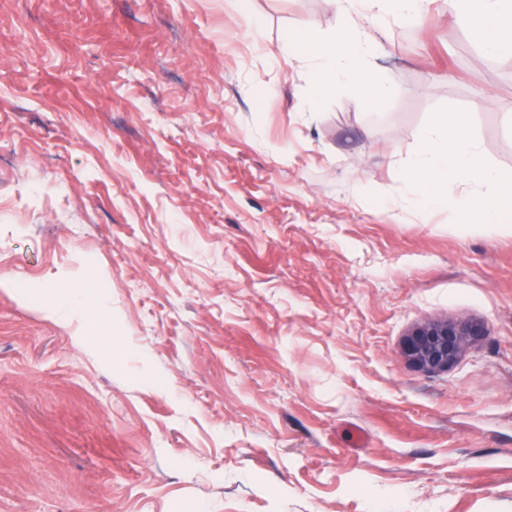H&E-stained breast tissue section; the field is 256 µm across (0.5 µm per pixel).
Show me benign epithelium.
<instances>
[{
    "label": "benign epithelium",
    "mask_w": 512,
    "mask_h": 512,
    "mask_svg": "<svg viewBox=\"0 0 512 512\" xmlns=\"http://www.w3.org/2000/svg\"><path fill=\"white\" fill-rule=\"evenodd\" d=\"M486 334L484 325L469 319L428 321L406 335L402 354L406 362L419 371H446L470 344Z\"/></svg>",
    "instance_id": "1"
}]
</instances>
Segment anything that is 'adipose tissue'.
I'll return each instance as SVG.
<instances>
[{"label":"adipose tissue","instance_id":"obj_1","mask_svg":"<svg viewBox=\"0 0 512 512\" xmlns=\"http://www.w3.org/2000/svg\"><path fill=\"white\" fill-rule=\"evenodd\" d=\"M341 21L323 38L303 37L281 47V56L307 57L329 84H363L373 51L372 33L387 20L419 22L428 0H333ZM455 16L490 54L512 46V0H451ZM410 191L401 206L444 203V190L462 188L459 205L477 223L497 224L512 212V176L485 165L478 144L455 115L427 127L407 162Z\"/></svg>","mask_w":512,"mask_h":512}]
</instances>
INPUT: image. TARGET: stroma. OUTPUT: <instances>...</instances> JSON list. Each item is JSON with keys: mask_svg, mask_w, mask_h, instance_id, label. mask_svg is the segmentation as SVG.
Masks as SVG:
<instances>
[{"mask_svg": "<svg viewBox=\"0 0 512 512\" xmlns=\"http://www.w3.org/2000/svg\"><path fill=\"white\" fill-rule=\"evenodd\" d=\"M338 25L332 0H0V512H512V215L393 207L448 112L512 171V51L431 0L369 85L272 61ZM70 286L100 318L49 312ZM457 318L486 336L407 364ZM486 334L484 325L469 319L428 321L406 335L402 354L406 362L419 371H446L470 344Z\"/></svg>", "mask_w": 512, "mask_h": 512, "instance_id": "1", "label": "stroma"}]
</instances>
